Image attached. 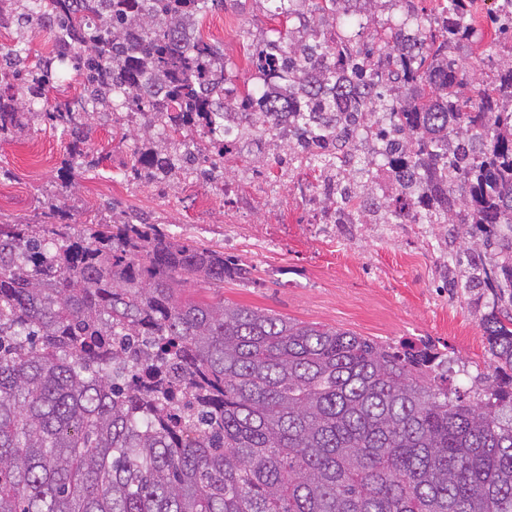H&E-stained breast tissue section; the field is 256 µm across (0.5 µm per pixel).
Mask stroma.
<instances>
[{
	"label": "stroma",
	"mask_w": 512,
	"mask_h": 512,
	"mask_svg": "<svg viewBox=\"0 0 512 512\" xmlns=\"http://www.w3.org/2000/svg\"><path fill=\"white\" fill-rule=\"evenodd\" d=\"M494 0H476L478 35L458 50L462 63L490 72L511 56H488L504 37L489 19ZM273 0H225L223 10L206 17L199 31L224 47V57L240 79L250 75L249 55L257 41L289 22L274 16ZM120 115L95 116L90 155L98 166L66 169L67 140L60 130L36 124L0 143V222L37 223L48 200L65 204L73 223L108 221L113 211H133L162 231L190 243L238 257L252 269L251 280H226L225 300L266 309L302 322L349 330L379 342L432 341L452 358L449 384L472 396L476 376H490L494 365L480 319L493 303L481 289H446L448 252L444 224H317L304 191L314 186L311 171L283 176L276 151L251 147L247 159L226 161L228 178L251 164L281 199L253 192L238 182L235 195L218 186L174 179L146 187L128 175L139 136L120 137Z\"/></svg>",
	"instance_id": "35a3bbf8"
}]
</instances>
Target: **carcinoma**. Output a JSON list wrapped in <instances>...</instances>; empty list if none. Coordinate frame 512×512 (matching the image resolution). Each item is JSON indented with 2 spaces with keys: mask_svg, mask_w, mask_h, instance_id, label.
Here are the masks:
<instances>
[{
  "mask_svg": "<svg viewBox=\"0 0 512 512\" xmlns=\"http://www.w3.org/2000/svg\"><path fill=\"white\" fill-rule=\"evenodd\" d=\"M276 2L310 26L258 43L241 89L224 48L190 33L224 0H0V29L21 34L0 53V141L40 120L76 164L94 114L135 110L163 144L135 147L130 176L208 184L224 122L255 116L271 139L292 114L288 152L329 146L319 173L364 153L336 179L380 223L423 212L477 238L449 254L448 287L491 291L495 375L470 400L429 341L190 299L251 269L141 215L78 225L51 201L41 224H0V512H512V64L458 91L474 0H441V24L393 0L401 15L363 46L341 30L360 0ZM494 21L512 38V0ZM40 33L53 49L31 62ZM65 66L75 101L48 97ZM369 116L386 140L361 142Z\"/></svg>",
  "mask_w": 512,
  "mask_h": 512,
  "instance_id": "cac0c4a2",
  "label": "carcinoma"
}]
</instances>
